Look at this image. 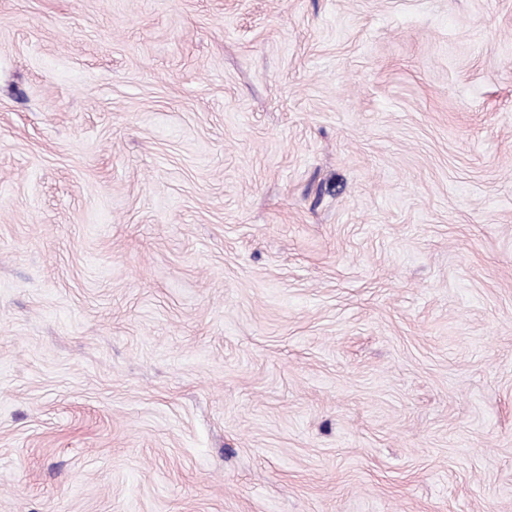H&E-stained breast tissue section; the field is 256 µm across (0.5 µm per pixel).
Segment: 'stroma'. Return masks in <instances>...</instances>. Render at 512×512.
<instances>
[{"instance_id": "1", "label": "stroma", "mask_w": 512, "mask_h": 512, "mask_svg": "<svg viewBox=\"0 0 512 512\" xmlns=\"http://www.w3.org/2000/svg\"><path fill=\"white\" fill-rule=\"evenodd\" d=\"M0 512H512V0H0Z\"/></svg>"}]
</instances>
